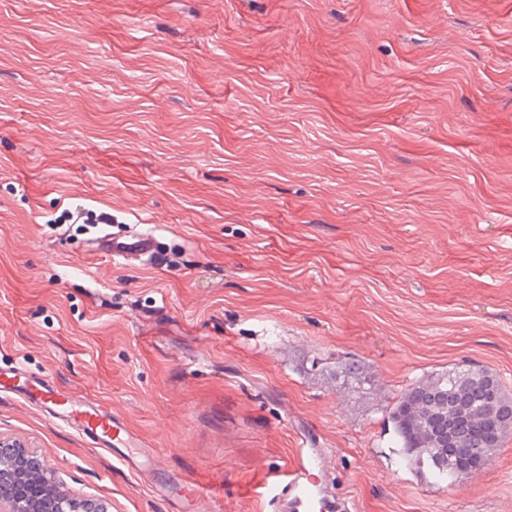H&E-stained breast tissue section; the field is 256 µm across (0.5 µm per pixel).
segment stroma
I'll return each mask as SVG.
<instances>
[{"label":"stroma","instance_id":"stroma-1","mask_svg":"<svg viewBox=\"0 0 512 512\" xmlns=\"http://www.w3.org/2000/svg\"><path fill=\"white\" fill-rule=\"evenodd\" d=\"M461 364L512 393V0H0L1 369L111 407L150 482L220 488L203 512H280L300 448L328 512H512V430L449 487L390 447ZM0 435L171 512L15 395ZM99 242H112V255L115 257H124L133 253H147L155 249L156 237L152 233H141L130 239L120 241V239L101 237ZM131 241V242H128ZM331 369V375L340 384L349 385L358 394H366L371 389V380L368 373L355 359L338 358Z\"/></svg>","mask_w":512,"mask_h":512}]
</instances>
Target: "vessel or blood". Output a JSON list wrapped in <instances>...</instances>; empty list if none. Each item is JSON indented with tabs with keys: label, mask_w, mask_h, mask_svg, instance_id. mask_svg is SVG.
I'll return each mask as SVG.
<instances>
[{
	"label": "vessel or blood",
	"mask_w": 512,
	"mask_h": 512,
	"mask_svg": "<svg viewBox=\"0 0 512 512\" xmlns=\"http://www.w3.org/2000/svg\"><path fill=\"white\" fill-rule=\"evenodd\" d=\"M155 244L154 234L141 233L128 241L113 240L112 254L123 257L147 253L154 250ZM0 393L18 395L25 404L47 412L79 435L90 438L96 447L111 452L118 461L128 462L127 451L133 445V437L106 405L62 394L54 382L45 377L28 380L25 371L19 367L0 369ZM320 464L318 453L308 449L301 451L294 464L289 466L288 475L279 488L281 495L288 499L290 512H323V489L309 477ZM163 494L178 503L177 512H194L198 499L220 496L216 488L193 479L166 485Z\"/></svg>",
	"instance_id": "vessel-or-blood-1"
}]
</instances>
